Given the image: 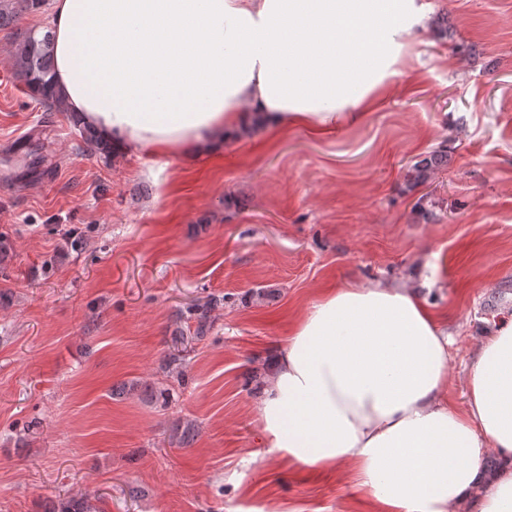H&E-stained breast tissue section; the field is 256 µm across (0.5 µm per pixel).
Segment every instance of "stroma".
Instances as JSON below:
<instances>
[{
  "mask_svg": "<svg viewBox=\"0 0 512 512\" xmlns=\"http://www.w3.org/2000/svg\"><path fill=\"white\" fill-rule=\"evenodd\" d=\"M428 3L447 37L414 36L359 122L262 128L191 161L87 150L23 91L0 32V512L80 496L99 512H375L347 466L266 455L255 424L271 352L333 288H418L464 408L474 352L512 308V0ZM442 146L447 165L408 188ZM214 295L179 384L165 357L182 311ZM186 419L199 433L174 447ZM448 162V152L445 148H438L428 156L416 161L409 167L405 175L409 185L416 187L426 183L434 171Z\"/></svg>",
  "mask_w": 512,
  "mask_h": 512,
  "instance_id": "stroma-1",
  "label": "stroma"
}]
</instances>
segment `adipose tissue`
<instances>
[{
	"label": "adipose tissue",
	"instance_id": "1",
	"mask_svg": "<svg viewBox=\"0 0 512 512\" xmlns=\"http://www.w3.org/2000/svg\"><path fill=\"white\" fill-rule=\"evenodd\" d=\"M55 90L122 150L195 159L258 116L355 123L426 28L424 0H54ZM448 332L419 291L347 286L273 352L254 410L267 453L348 465L381 512H512V311L450 405ZM500 466L486 475L481 461Z\"/></svg>",
	"mask_w": 512,
	"mask_h": 512
}]
</instances>
